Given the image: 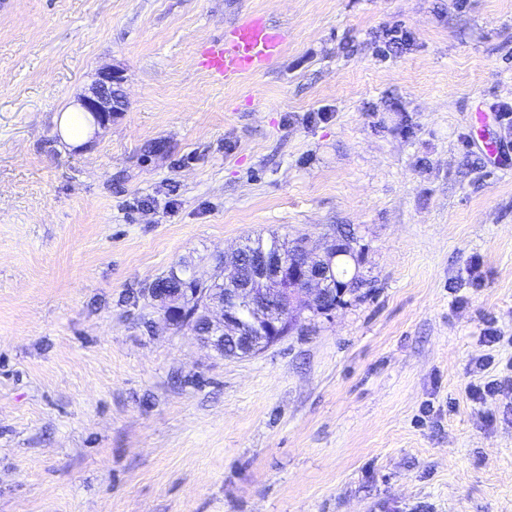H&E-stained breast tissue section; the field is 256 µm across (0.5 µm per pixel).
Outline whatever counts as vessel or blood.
Returning <instances> with one entry per match:
<instances>
[{
	"label": "vessel or blood",
	"instance_id": "b4317fda",
	"mask_svg": "<svg viewBox=\"0 0 512 512\" xmlns=\"http://www.w3.org/2000/svg\"><path fill=\"white\" fill-rule=\"evenodd\" d=\"M285 41L284 31L263 17H255L239 22L224 40L206 46L200 63L214 81H231L265 70Z\"/></svg>",
	"mask_w": 512,
	"mask_h": 512
}]
</instances>
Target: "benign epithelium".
Masks as SVG:
<instances>
[{"mask_svg": "<svg viewBox=\"0 0 512 512\" xmlns=\"http://www.w3.org/2000/svg\"><path fill=\"white\" fill-rule=\"evenodd\" d=\"M123 76L116 70L104 71L92 88L91 94L79 99L100 127L119 111L116 101H125L121 84ZM228 255L224 267L231 268L224 277V287L204 290L202 300L216 314L206 336H197L205 346L217 353L224 351V341H240V357H251L283 337L290 323L308 311L325 314L332 308L325 305L329 298L331 270L338 258H355L351 241L333 239L321 246L302 247L292 257L285 251L267 253L257 264L247 283H242L238 256Z\"/></svg>", "mask_w": 512, "mask_h": 512, "instance_id": "1", "label": "benign epithelium"}]
</instances>
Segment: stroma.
Segmentation results:
<instances>
[{
    "label": "stroma",
    "mask_w": 512,
    "mask_h": 512,
    "mask_svg": "<svg viewBox=\"0 0 512 512\" xmlns=\"http://www.w3.org/2000/svg\"><path fill=\"white\" fill-rule=\"evenodd\" d=\"M252 15L283 52L213 81ZM111 68L125 112L67 146ZM482 102L512 110V0H0V512H512V123ZM340 229L355 288L252 357L144 294Z\"/></svg>",
    "instance_id": "1"
}]
</instances>
